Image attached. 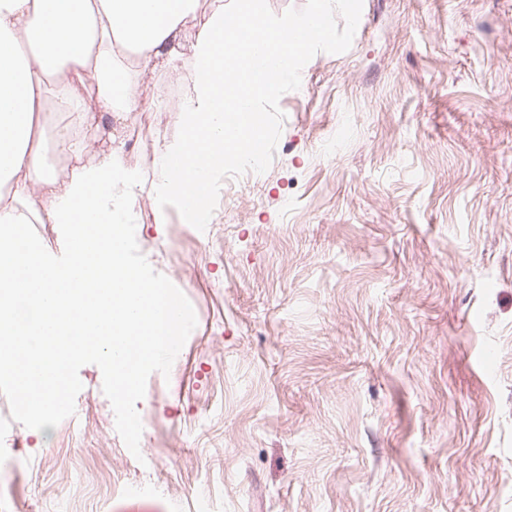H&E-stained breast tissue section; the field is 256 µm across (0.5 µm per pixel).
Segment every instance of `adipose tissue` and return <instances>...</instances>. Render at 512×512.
Segmentation results:
<instances>
[{
	"label": "adipose tissue",
	"instance_id": "adipose-tissue-1",
	"mask_svg": "<svg viewBox=\"0 0 512 512\" xmlns=\"http://www.w3.org/2000/svg\"><path fill=\"white\" fill-rule=\"evenodd\" d=\"M264 0H0V357L21 399L45 405L68 393L72 359L95 353L114 361V397L137 389L141 366L170 347L180 320L157 306L173 303L158 281L127 261L130 221L141 190L122 142L88 150L99 119L132 118L142 107L147 70L170 69L181 55L192 66L178 131L154 158L151 199L157 223L180 206L192 223L209 221L214 176L257 155L263 127L254 105L262 73L286 74L307 62L330 35L334 0H316L299 18H271ZM199 17L187 53V19ZM307 29L299 46L288 35ZM72 159L58 176L52 156ZM31 224L64 227L75 246L57 262L31 239ZM40 310L36 322L14 321L17 300ZM45 384L34 391L32 378Z\"/></svg>",
	"mask_w": 512,
	"mask_h": 512
}]
</instances>
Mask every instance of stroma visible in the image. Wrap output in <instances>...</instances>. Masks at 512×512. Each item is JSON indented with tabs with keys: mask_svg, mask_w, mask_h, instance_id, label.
<instances>
[{
	"mask_svg": "<svg viewBox=\"0 0 512 512\" xmlns=\"http://www.w3.org/2000/svg\"><path fill=\"white\" fill-rule=\"evenodd\" d=\"M329 24L257 99L267 163L215 176L209 223L138 200L128 258L186 330L137 394L87 355L71 414L34 418L0 375V512H512V0ZM190 67L100 128L144 186Z\"/></svg>",
	"mask_w": 512,
	"mask_h": 512,
	"instance_id": "stroma-1",
	"label": "stroma"
}]
</instances>
